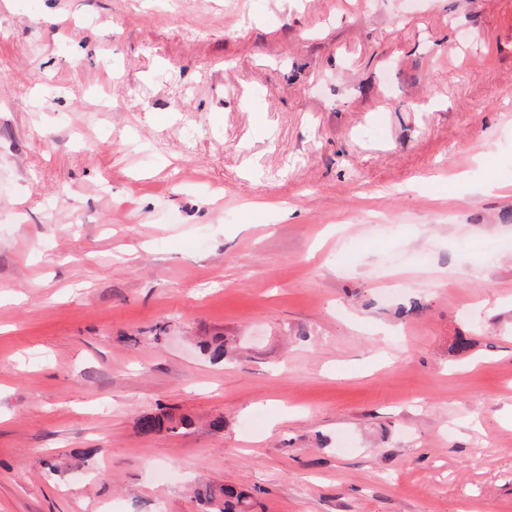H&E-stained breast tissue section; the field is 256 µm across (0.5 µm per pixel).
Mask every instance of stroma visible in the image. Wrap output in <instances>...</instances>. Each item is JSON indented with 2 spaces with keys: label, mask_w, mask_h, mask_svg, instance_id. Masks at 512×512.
Instances as JSON below:
<instances>
[{
  "label": "stroma",
  "mask_w": 512,
  "mask_h": 512,
  "mask_svg": "<svg viewBox=\"0 0 512 512\" xmlns=\"http://www.w3.org/2000/svg\"><path fill=\"white\" fill-rule=\"evenodd\" d=\"M492 181L512 0H0V512H512ZM189 424L187 417L172 412H161L156 415L144 417L140 422V429L144 434H158L161 432L175 433L179 426L182 428ZM199 494L213 512H251L250 495L233 487L209 486Z\"/></svg>",
  "instance_id": "obj_1"
}]
</instances>
